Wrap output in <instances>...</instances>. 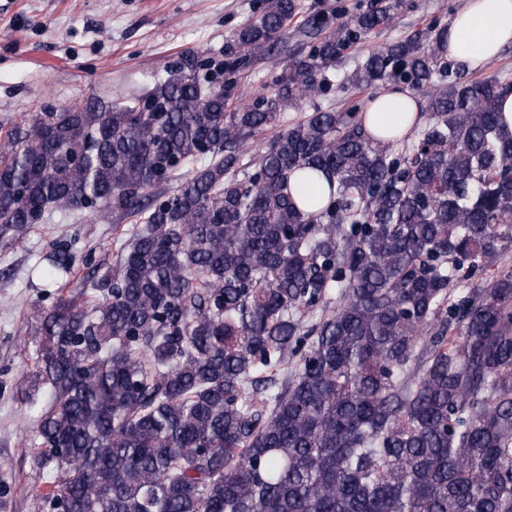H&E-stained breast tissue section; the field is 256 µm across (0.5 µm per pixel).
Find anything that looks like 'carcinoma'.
<instances>
[{"label": "carcinoma", "instance_id": "carcinoma-1", "mask_svg": "<svg viewBox=\"0 0 512 512\" xmlns=\"http://www.w3.org/2000/svg\"><path fill=\"white\" fill-rule=\"evenodd\" d=\"M400 0L320 20L248 104L192 53L144 95L0 125V244L51 217L136 227L79 294L32 318L52 402L33 467L51 512H512V131L495 78L449 80L448 26L343 51ZM299 0H266L230 67L269 54ZM423 98L414 139L330 86ZM305 208H300V205ZM52 281L71 266L51 252ZM497 266L480 291L459 274ZM330 314L314 320L332 298ZM461 323L449 337L451 323ZM345 95L335 88L328 91L327 94L320 96L316 101L312 102L309 100H304L301 103V109L299 111L289 108L287 112H284L283 117L280 118V123L284 128L287 124L303 119L305 116L309 115L314 109L315 106H321L323 108L336 106V110L344 109L347 105H344ZM302 111V112H301Z\"/></svg>", "mask_w": 512, "mask_h": 512}]
</instances>
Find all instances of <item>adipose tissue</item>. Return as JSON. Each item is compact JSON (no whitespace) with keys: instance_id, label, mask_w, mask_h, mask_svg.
Masks as SVG:
<instances>
[{"instance_id":"obj_1","label":"adipose tissue","mask_w":512,"mask_h":512,"mask_svg":"<svg viewBox=\"0 0 512 512\" xmlns=\"http://www.w3.org/2000/svg\"><path fill=\"white\" fill-rule=\"evenodd\" d=\"M449 57L476 70L512 44V0H464L448 28ZM369 121L397 123L412 128L424 119L415 96L393 86L368 102Z\"/></svg>"}]
</instances>
